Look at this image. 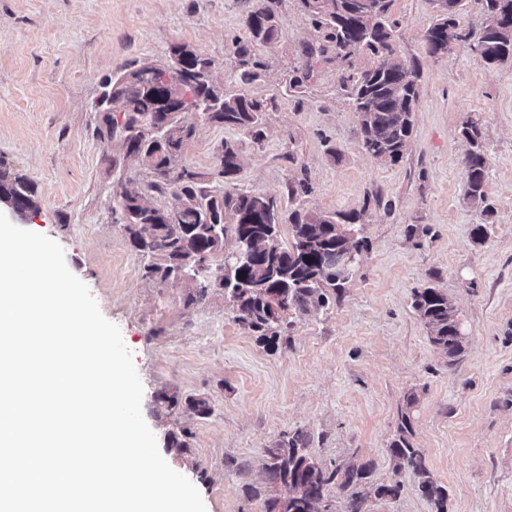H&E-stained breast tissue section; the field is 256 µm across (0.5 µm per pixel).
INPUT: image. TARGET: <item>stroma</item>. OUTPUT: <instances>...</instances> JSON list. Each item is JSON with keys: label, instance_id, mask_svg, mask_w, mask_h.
<instances>
[{"label": "stroma", "instance_id": "35a3bbf8", "mask_svg": "<svg viewBox=\"0 0 512 512\" xmlns=\"http://www.w3.org/2000/svg\"><path fill=\"white\" fill-rule=\"evenodd\" d=\"M254 3L0 0V165L35 183L39 207L21 228L60 244L69 270L120 328L157 440L190 429V458L163 457L197 487L206 512H263L250 493L266 484L261 458L298 429L319 463L369 464L375 482H400L396 499L368 496L363 512H435L389 455L406 408L414 445L448 490V512H512V65L464 47L427 55L431 0H393L397 55L421 62L413 137L393 164L365 151L342 88L371 56L313 61L307 84L290 91L304 46L319 38L300 0H278L279 39L257 49L258 79L239 85L230 49ZM175 44L214 60L212 81L225 95L276 100L258 142L182 113L195 132L181 162L206 174V190L235 185L272 199L285 218L297 206L361 216L359 263L341 296L290 315L274 349L237 322L222 289L187 308L183 288L144 278L146 256L112 215L113 181L144 184L150 174L99 139L105 84L133 63L166 60ZM469 117L488 155L483 209L467 199L459 129ZM228 141L241 169L227 184L213 172ZM299 184L306 193L289 198ZM427 286L446 293L463 322L468 342L455 364L412 307ZM160 391L205 398L214 413L200 419L184 403L157 411Z\"/></svg>", "mask_w": 512, "mask_h": 512}]
</instances>
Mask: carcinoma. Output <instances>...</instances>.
<instances>
[{
    "label": "carcinoma",
    "instance_id": "obj_1",
    "mask_svg": "<svg viewBox=\"0 0 512 512\" xmlns=\"http://www.w3.org/2000/svg\"><path fill=\"white\" fill-rule=\"evenodd\" d=\"M465 0H448L454 10L441 14L426 29V52L443 55L448 39L458 38L456 17L463 14ZM484 19L481 32L470 50L488 63L512 62V0H477ZM275 0H257L248 13V37L233 42V55L239 65V79L250 83L258 77L262 63L256 60L258 47L272 46L278 37ZM375 12L366 17L357 0H302L314 27L323 32L318 44L304 49L308 58L329 53L348 59L367 51L376 64L343 83L351 106L357 112L365 151L376 159L398 162L410 142L414 112L419 98L420 68L417 61L398 59L394 46L396 22L389 17L391 0H374ZM169 63L186 66L192 82L193 97L186 108L209 113L210 123L239 128L262 136V116L267 104L249 97H227L211 82L214 62L177 44L170 48ZM154 66L134 68L107 82L104 101L120 104L122 118L111 108L102 109L97 133L101 140L120 148L125 156H134L152 174L147 190L170 193L177 209L175 222L166 221L167 210L144 201L142 190L131 181L118 177L112 183V212L121 213L132 246L147 255L144 277L161 284L177 283L184 290L183 304L190 308L203 302L218 284L209 275L193 272L199 262L224 266L234 264L225 255L226 232L233 237L246 233L257 244L251 261L224 276V292L236 306L237 321L259 339L275 344L283 322L275 318L268 295L283 296L289 311L300 314L318 312L329 303L326 289H341L345 280L336 273V235L342 230V242L360 251L357 238L359 215L295 210L291 214V244L280 240L278 210L272 200L260 194L227 190L214 196L201 186L202 174L178 166L185 144L194 127L182 123L177 115L183 103L178 88L162 89L154 84ZM459 135L468 145L464 158L467 198L477 206L486 202L487 157L477 120L469 117ZM224 180L240 169L238 148L224 142L219 157ZM0 197L12 201L27 212L37 210L34 183L24 176L0 168ZM412 307L426 328L430 341L452 363L464 352L456 339V308L448 296L426 287L415 292ZM194 416L204 419L212 414L209 402L187 398ZM415 397L406 398L395 438L389 453L398 470L410 472L419 491L431 501L436 512H447L448 490L427 469L421 449L413 444L410 409ZM306 432L298 429L265 450L262 468L269 484L280 488L264 500V512H309L324 506L328 489L347 493L344 512H361L364 497L358 487L373 488L381 499H395L400 484H376L369 465L327 468L309 453Z\"/></svg>",
    "mask_w": 512,
    "mask_h": 512
}]
</instances>
